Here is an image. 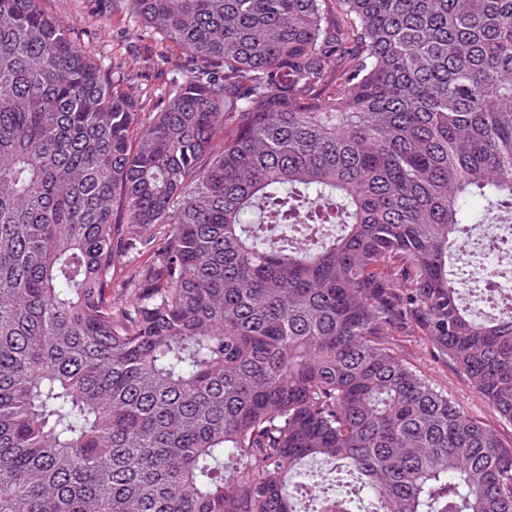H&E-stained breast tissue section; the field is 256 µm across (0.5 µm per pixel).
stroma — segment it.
Returning <instances> with one entry per match:
<instances>
[{
    "label": "stroma",
    "instance_id": "obj_1",
    "mask_svg": "<svg viewBox=\"0 0 512 512\" xmlns=\"http://www.w3.org/2000/svg\"><path fill=\"white\" fill-rule=\"evenodd\" d=\"M40 6L68 26L79 48L101 61L113 75L131 72L135 62H151L147 75L131 88L138 103L133 127L139 130L148 125L165 90L169 69L184 59L182 51L97 0H40ZM390 345L397 356L435 387L446 390L464 413L494 430L504 446H512V421L500 417L468 378L426 338L416 321L392 330Z\"/></svg>",
    "mask_w": 512,
    "mask_h": 512
}]
</instances>
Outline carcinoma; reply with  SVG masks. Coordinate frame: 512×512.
I'll return each instance as SVG.
<instances>
[{"label":"carcinoma","mask_w":512,"mask_h":512,"mask_svg":"<svg viewBox=\"0 0 512 512\" xmlns=\"http://www.w3.org/2000/svg\"><path fill=\"white\" fill-rule=\"evenodd\" d=\"M118 2L188 58L137 135L0 0V512H512V448L389 347L413 315L512 421L458 273L512 222V0Z\"/></svg>","instance_id":"carcinoma-1"}]
</instances>
